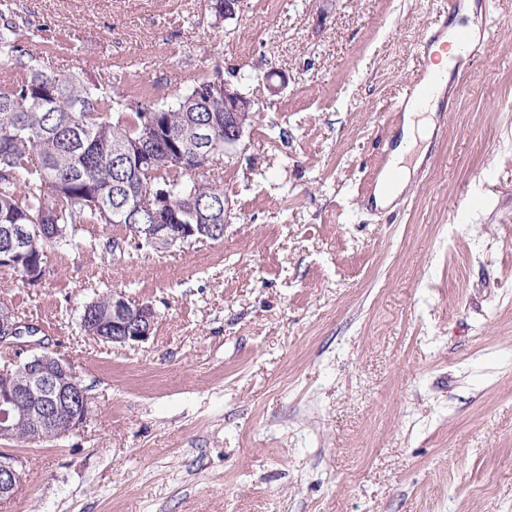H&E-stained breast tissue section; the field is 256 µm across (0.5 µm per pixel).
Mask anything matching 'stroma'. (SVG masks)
I'll return each instance as SVG.
<instances>
[{
    "label": "stroma",
    "instance_id": "1",
    "mask_svg": "<svg viewBox=\"0 0 512 512\" xmlns=\"http://www.w3.org/2000/svg\"><path fill=\"white\" fill-rule=\"evenodd\" d=\"M455 0H17L46 70L121 76L172 102L237 68L259 95L218 172L222 239L159 254L117 224L48 247L0 302L68 358L92 413L25 467L0 512H512V0L447 83L426 151L375 208L393 104ZM122 241L113 249V241ZM153 303L150 338L87 336V302ZM211 3L214 5L215 20L217 21V18L221 16L224 18V23L239 19L248 9L247 0H211Z\"/></svg>",
    "mask_w": 512,
    "mask_h": 512
}]
</instances>
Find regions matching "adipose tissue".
I'll list each match as a JSON object with an SVG mask.
<instances>
[{"label": "adipose tissue", "instance_id": "1", "mask_svg": "<svg viewBox=\"0 0 512 512\" xmlns=\"http://www.w3.org/2000/svg\"><path fill=\"white\" fill-rule=\"evenodd\" d=\"M441 40L447 43L448 49L442 52L439 62L432 65L428 75L433 85V97L425 107L419 108L412 105L407 108L401 135L391 153L390 161L391 167L398 171L399 178L389 183L380 182L374 195L375 204L378 207L390 206L405 189L411 173L410 164L417 154L419 145L428 140L432 134L438 99L462 55L453 33L443 34Z\"/></svg>", "mask_w": 512, "mask_h": 512}]
</instances>
